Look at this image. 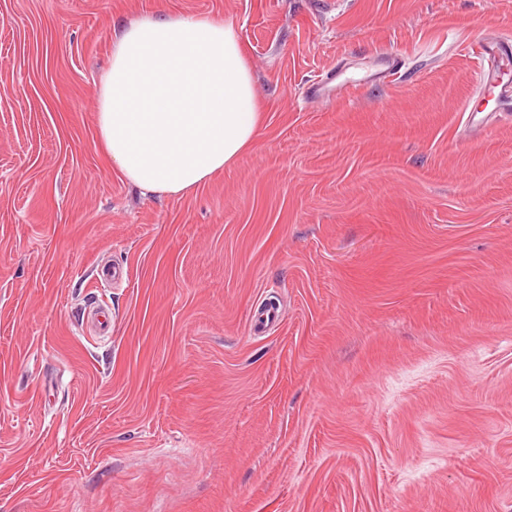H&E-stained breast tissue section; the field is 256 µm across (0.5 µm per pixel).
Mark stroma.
I'll use <instances>...</instances> for the list:
<instances>
[{"label":"stroma","instance_id":"35a3bbf8","mask_svg":"<svg viewBox=\"0 0 512 512\" xmlns=\"http://www.w3.org/2000/svg\"><path fill=\"white\" fill-rule=\"evenodd\" d=\"M167 14L234 25L262 109L181 196L97 133L114 41ZM490 33L512 0H0V512H512Z\"/></svg>","mask_w":512,"mask_h":512}]
</instances>
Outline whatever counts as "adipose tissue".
<instances>
[{
	"label": "adipose tissue",
	"mask_w": 512,
	"mask_h": 512,
	"mask_svg": "<svg viewBox=\"0 0 512 512\" xmlns=\"http://www.w3.org/2000/svg\"><path fill=\"white\" fill-rule=\"evenodd\" d=\"M113 164L152 193L183 195L251 147L261 115L233 25L150 16L114 41L96 88Z\"/></svg>",
	"instance_id": "obj_1"
}]
</instances>
